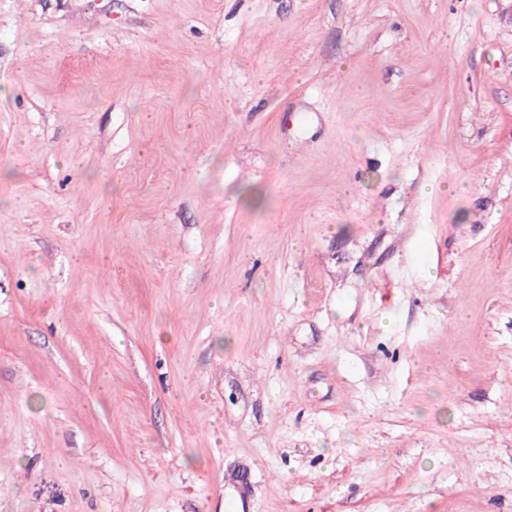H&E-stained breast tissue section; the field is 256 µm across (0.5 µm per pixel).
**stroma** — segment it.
<instances>
[{
  "label": "stroma",
  "mask_w": 512,
  "mask_h": 512,
  "mask_svg": "<svg viewBox=\"0 0 512 512\" xmlns=\"http://www.w3.org/2000/svg\"><path fill=\"white\" fill-rule=\"evenodd\" d=\"M0 512H512V0H0Z\"/></svg>",
  "instance_id": "obj_1"
}]
</instances>
